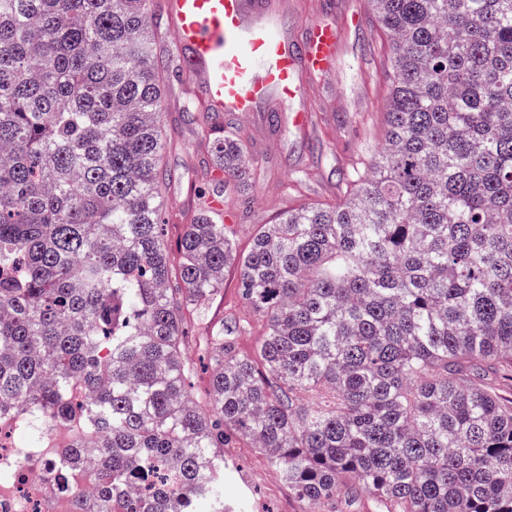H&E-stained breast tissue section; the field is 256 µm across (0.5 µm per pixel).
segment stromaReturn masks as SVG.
Segmentation results:
<instances>
[{"mask_svg": "<svg viewBox=\"0 0 512 512\" xmlns=\"http://www.w3.org/2000/svg\"><path fill=\"white\" fill-rule=\"evenodd\" d=\"M290 28L302 29L311 18L336 12H358L365 24L345 31L328 73L305 77L314 108L306 128L288 125L275 131L262 115L233 123L232 133L253 159L244 190L225 192L224 210L234 217L232 229L239 252H247L260 227L280 214L308 203L341 202L346 180L367 171L381 150L386 134L384 112L391 86L388 42L370 0H280ZM196 101L188 72H172L168 82L163 125L167 143L164 162L173 174L165 191V239L171 262H178L177 242L183 227L197 212L203 193L213 191L212 156L192 121ZM188 338L183 347L193 367L191 390L202 395L208 387L209 362L200 341L226 321L236 319L245 329L236 338L241 354L257 357L266 322L243 301L235 267L224 271V285L203 309L186 312ZM224 506L227 512H305V507L269 466L265 456L246 440L224 451Z\"/></svg>", "mask_w": 512, "mask_h": 512, "instance_id": "35a3bbf8", "label": "stroma"}]
</instances>
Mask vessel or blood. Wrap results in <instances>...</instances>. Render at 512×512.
Returning a JSON list of instances; mask_svg holds the SVG:
<instances>
[{"mask_svg":"<svg viewBox=\"0 0 512 512\" xmlns=\"http://www.w3.org/2000/svg\"><path fill=\"white\" fill-rule=\"evenodd\" d=\"M172 39L194 80L202 111L229 121L250 118L261 104L292 105V126H306V75L327 72L342 31L358 15L315 18L288 29L273 0H164Z\"/></svg>","mask_w":512,"mask_h":512,"instance_id":"obj_1","label":"vessel or blood"}]
</instances>
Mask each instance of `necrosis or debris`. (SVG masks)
<instances>
[{"label": "necrosis or debris", "instance_id": "necrosis-or-debris-1", "mask_svg": "<svg viewBox=\"0 0 512 512\" xmlns=\"http://www.w3.org/2000/svg\"><path fill=\"white\" fill-rule=\"evenodd\" d=\"M58 441L51 429L35 443L19 440L15 423L0 420V512H105L91 494L98 481L94 464L73 467Z\"/></svg>", "mask_w": 512, "mask_h": 512}]
</instances>
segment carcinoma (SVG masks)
I'll return each instance as SVG.
<instances>
[{"instance_id":"carcinoma-1","label":"carcinoma","mask_w":512,"mask_h":512,"mask_svg":"<svg viewBox=\"0 0 512 512\" xmlns=\"http://www.w3.org/2000/svg\"><path fill=\"white\" fill-rule=\"evenodd\" d=\"M159 0H0V417L101 449L117 512L224 510L246 439L316 512H512V0H371L392 56L385 144L339 204L266 224L246 254L203 203L172 266L161 220ZM222 180L249 152L198 115ZM237 266V322L186 386L184 308ZM83 386L90 401L76 398Z\"/></svg>"}]
</instances>
